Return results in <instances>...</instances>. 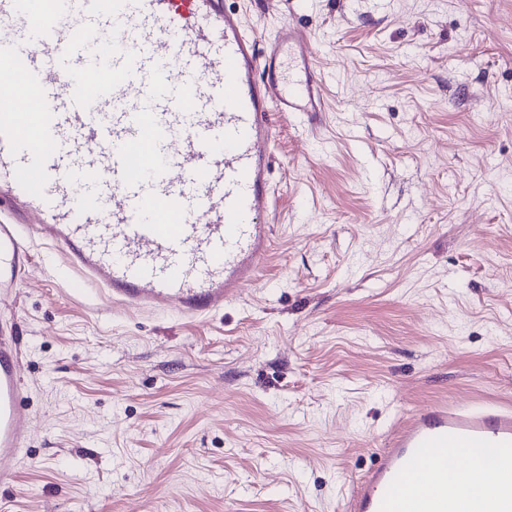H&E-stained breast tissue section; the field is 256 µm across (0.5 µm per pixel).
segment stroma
<instances>
[{"mask_svg":"<svg viewBox=\"0 0 512 512\" xmlns=\"http://www.w3.org/2000/svg\"><path fill=\"white\" fill-rule=\"evenodd\" d=\"M296 21L325 109L280 112L259 284L189 322L25 231L0 298L33 431L0 512H344L407 414L512 408V0H230Z\"/></svg>","mask_w":512,"mask_h":512,"instance_id":"obj_1","label":"stroma"}]
</instances>
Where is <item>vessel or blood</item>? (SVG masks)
Instances as JSON below:
<instances>
[{"label": "vessel or blood", "instance_id": "obj_1", "mask_svg": "<svg viewBox=\"0 0 512 512\" xmlns=\"http://www.w3.org/2000/svg\"><path fill=\"white\" fill-rule=\"evenodd\" d=\"M303 78L285 89L281 56ZM295 24L247 35L225 0H0V210L38 218L86 288L137 309L206 315L259 280L270 245L271 116L324 109ZM13 259L21 227L0 224ZM16 338L0 331V484L29 422ZM466 455L487 478L449 493ZM349 512H512V411L444 403L413 416Z\"/></svg>", "mask_w": 512, "mask_h": 512}]
</instances>
